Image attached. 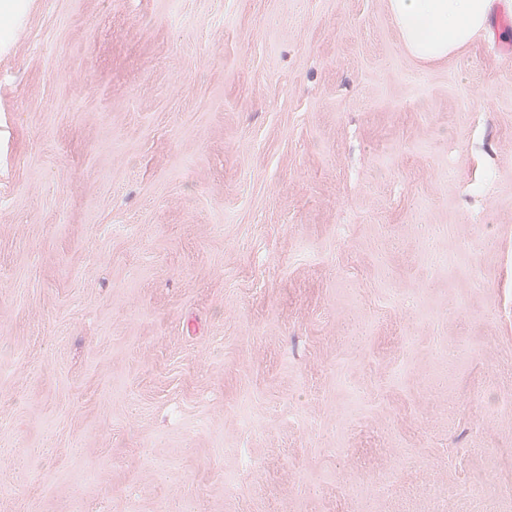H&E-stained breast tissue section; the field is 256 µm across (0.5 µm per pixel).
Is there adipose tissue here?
Here are the masks:
<instances>
[{
	"instance_id": "1",
	"label": "adipose tissue",
	"mask_w": 512,
	"mask_h": 512,
	"mask_svg": "<svg viewBox=\"0 0 512 512\" xmlns=\"http://www.w3.org/2000/svg\"><path fill=\"white\" fill-rule=\"evenodd\" d=\"M387 8L406 52L434 63L489 31L494 0H387Z\"/></svg>"
}]
</instances>
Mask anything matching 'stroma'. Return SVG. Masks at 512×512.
<instances>
[{"label":"stroma","mask_w":512,"mask_h":512,"mask_svg":"<svg viewBox=\"0 0 512 512\" xmlns=\"http://www.w3.org/2000/svg\"><path fill=\"white\" fill-rule=\"evenodd\" d=\"M11 5L0 512H512V22ZM495 0H387L389 14L415 60L434 63L464 50L490 29Z\"/></svg>","instance_id":"1"}]
</instances>
